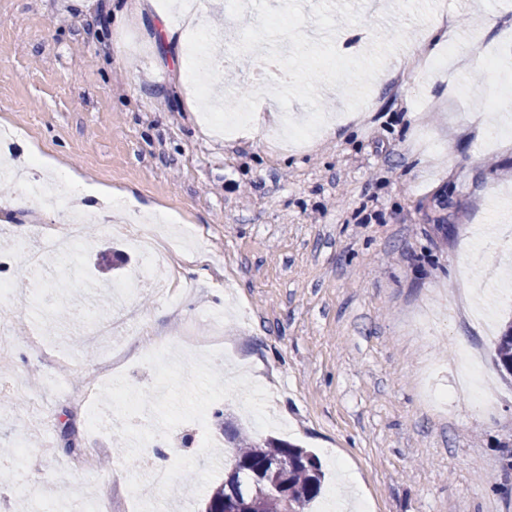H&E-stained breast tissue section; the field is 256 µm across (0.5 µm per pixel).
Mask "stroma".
<instances>
[{"mask_svg":"<svg viewBox=\"0 0 512 512\" xmlns=\"http://www.w3.org/2000/svg\"><path fill=\"white\" fill-rule=\"evenodd\" d=\"M127 0H0V123L12 139L5 159L39 168L50 158L77 172L88 193L84 246L63 269L41 252L36 270L11 250L15 234L35 238L61 223L51 210L0 212V280L22 296L11 338L16 401L0 412V449L21 429L38 449L43 426L28 427L30 400L43 404L56 430L72 426L78 446L98 442L106 468L82 471L56 445L44 463L48 482L0 486V512L92 498L101 512H133L116 434L90 435L83 410L66 396L90 367L111 361L113 374L135 386L153 379L143 364L153 337L182 347L185 332L212 340L203 312L223 316L225 357L248 378L272 387L269 407L287 428H257L241 394L221 400L209 431L224 446L225 425L254 437L272 436L312 450L324 481L313 512H512V378L494 363V341L512 318V259L491 282L471 262L469 232L487 231L495 257V224H512V111L494 114L503 132L487 145L461 90L512 79V0H382L356 24L338 23L335 45L346 55L366 51L375 34L404 29L399 58L427 59L425 39L439 9L457 21L459 44L450 70L406 68L400 78L373 81L371 104L347 112L340 89L320 85L329 120L302 148L269 140L281 106H258L259 133L233 141L189 111L188 88L177 82L186 46L168 41L162 26L179 27L172 0L152 10L125 11ZM203 25L218 39L215 58L224 94L243 95L257 54L232 56L240 30L256 12L234 15V0H202ZM499 17L485 36L498 47L487 63L468 44L481 10ZM135 198L130 223L169 213L160 225L171 262L192 295L171 305L163 295L167 269L154 271V291L102 302L99 283L143 265L128 237L112 232L99 189ZM52 290L59 316L49 337L72 359L68 372L29 351L30 325L44 326L29 284ZM358 473L350 490L344 469Z\"/></svg>","mask_w":512,"mask_h":512,"instance_id":"35a3bbf8","label":"stroma"}]
</instances>
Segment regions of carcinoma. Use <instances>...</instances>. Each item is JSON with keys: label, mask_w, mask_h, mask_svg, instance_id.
Here are the masks:
<instances>
[{"label": "carcinoma", "mask_w": 512, "mask_h": 512, "mask_svg": "<svg viewBox=\"0 0 512 512\" xmlns=\"http://www.w3.org/2000/svg\"><path fill=\"white\" fill-rule=\"evenodd\" d=\"M496 365L512 376V320L500 331L495 341ZM225 442L235 448L236 473H227L224 483L209 494L203 512H224V502L240 494L243 472L259 471L273 459L288 460V512H308L310 504L319 496L322 472L317 457L310 451L276 438L255 439L240 432L224 433ZM282 496L269 492L252 500L250 512H281Z\"/></svg>", "instance_id": "1"}]
</instances>
